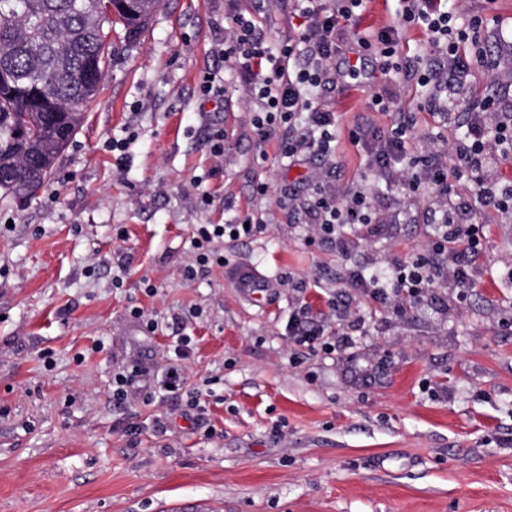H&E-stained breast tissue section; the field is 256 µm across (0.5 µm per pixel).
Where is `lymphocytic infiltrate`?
<instances>
[{
    "instance_id": "obj_1",
    "label": "lymphocytic infiltrate",
    "mask_w": 512,
    "mask_h": 512,
    "mask_svg": "<svg viewBox=\"0 0 512 512\" xmlns=\"http://www.w3.org/2000/svg\"><path fill=\"white\" fill-rule=\"evenodd\" d=\"M293 2L294 21L278 46L268 44L254 18L237 13L231 18L230 36L221 53L250 89L254 101L250 123L261 138H273L284 126H300L298 135L281 142L283 157L296 163L312 155L331 169L336 166L339 120L335 112L320 104L318 95L331 79L340 76L337 60L347 42H354L358 51L374 52L380 59L381 74L401 73L427 87L436 72L430 66L407 68L401 56L406 32L422 28L431 56L445 61L450 72L460 74L468 68L461 48L483 24L482 18L474 14L461 19L437 12L433 0H398L393 25L375 35L351 39L347 36L348 24L364 10L366 0ZM450 133L454 145L451 165L432 166L408 154L414 138L413 122L396 124L385 132L361 126L352 129V141L362 144L368 156V183L340 196L318 193L308 211L315 235L338 238L345 225L373 223L370 184L385 175L414 194L425 185L447 191L453 173L475 169L482 173L475 187L477 200L487 207L511 210L512 181H502L496 164L499 158L512 155V108L501 109L493 99L465 106L462 123ZM259 225L254 217L246 223L198 225L190 242L192 261L184 268L185 276L194 277L197 267L212 262L223 264L216 242L252 236ZM485 238L484 225L465 224L454 214H446L442 224L436 225L430 245L432 254L447 255L445 267H438L429 258H409L396 264L387 278L358 271L356 284L376 301L390 300L395 292L410 297L427 294L443 274L451 277L455 287H471Z\"/></svg>"
}]
</instances>
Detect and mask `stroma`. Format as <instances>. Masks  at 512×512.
Instances as JSON below:
<instances>
[{
	"instance_id": "stroma-1",
	"label": "stroma",
	"mask_w": 512,
	"mask_h": 512,
	"mask_svg": "<svg viewBox=\"0 0 512 512\" xmlns=\"http://www.w3.org/2000/svg\"><path fill=\"white\" fill-rule=\"evenodd\" d=\"M435 6L487 20L462 77L438 68L440 100L512 105L500 35L512 0ZM236 11L252 0H163L136 39L115 30L101 92L45 185L24 202L0 197V512H512V213L481 205L468 175L446 196L391 180L374 188L379 227H348V249L311 234L316 191L363 182L354 125L411 114L413 155L443 162L444 124L420 86L350 53L353 74L320 94L340 123L335 170L289 163L251 126V95L218 54ZM213 70L224 94L206 100L199 82ZM381 87L392 108L368 111ZM129 129L120 169L104 144ZM258 181L268 195L253 193ZM449 207L487 227L465 299L450 281L415 306L356 287L355 270L387 275L422 252ZM248 214L262 217L258 232L218 242L223 265L185 277L195 225ZM241 271L265 290L243 292ZM344 301L352 317L331 318ZM302 308L323 342L289 338ZM134 365L150 385L181 368V396L114 405L112 379Z\"/></svg>"
}]
</instances>
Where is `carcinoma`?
<instances>
[{
    "label": "carcinoma",
    "instance_id": "cac0c4a2",
    "mask_svg": "<svg viewBox=\"0 0 512 512\" xmlns=\"http://www.w3.org/2000/svg\"><path fill=\"white\" fill-rule=\"evenodd\" d=\"M107 0H0V192L32 197L93 103L102 79L85 67L112 61V30L134 34L150 20L108 14Z\"/></svg>",
    "mask_w": 512,
    "mask_h": 512
}]
</instances>
